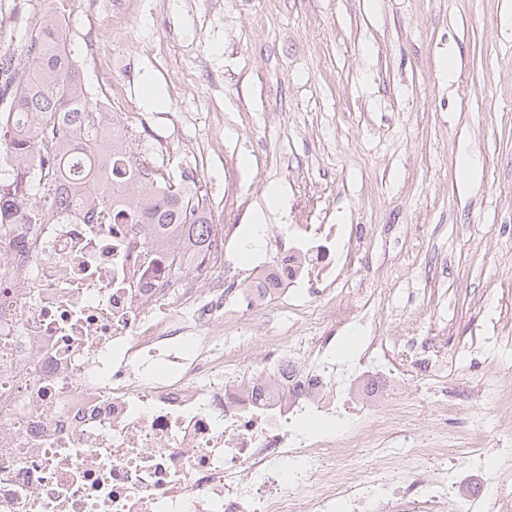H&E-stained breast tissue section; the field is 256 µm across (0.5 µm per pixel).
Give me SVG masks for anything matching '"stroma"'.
Wrapping results in <instances>:
<instances>
[{
    "instance_id": "stroma-1",
    "label": "stroma",
    "mask_w": 512,
    "mask_h": 512,
    "mask_svg": "<svg viewBox=\"0 0 512 512\" xmlns=\"http://www.w3.org/2000/svg\"><path fill=\"white\" fill-rule=\"evenodd\" d=\"M134 3L68 38L111 55L133 151L196 174L215 234L242 238L279 188L269 223L364 238L344 283L389 340L434 337L452 380L512 367V0Z\"/></svg>"
}]
</instances>
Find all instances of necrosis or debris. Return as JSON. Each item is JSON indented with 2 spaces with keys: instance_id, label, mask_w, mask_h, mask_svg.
Here are the masks:
<instances>
[{
  "instance_id": "1",
  "label": "necrosis or debris",
  "mask_w": 512,
  "mask_h": 512,
  "mask_svg": "<svg viewBox=\"0 0 512 512\" xmlns=\"http://www.w3.org/2000/svg\"><path fill=\"white\" fill-rule=\"evenodd\" d=\"M277 231L228 278L219 237L184 260L143 224L0 226V512H512V450L488 466L477 415L448 444L439 400L379 447L403 380L377 325L336 361L352 248Z\"/></svg>"
}]
</instances>
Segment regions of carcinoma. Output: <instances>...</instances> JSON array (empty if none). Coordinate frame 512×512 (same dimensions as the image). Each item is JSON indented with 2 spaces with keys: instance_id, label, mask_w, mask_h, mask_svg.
<instances>
[{
  "instance_id": "1",
  "label": "carcinoma",
  "mask_w": 512,
  "mask_h": 512,
  "mask_svg": "<svg viewBox=\"0 0 512 512\" xmlns=\"http://www.w3.org/2000/svg\"><path fill=\"white\" fill-rule=\"evenodd\" d=\"M65 30L50 13L41 16V32L23 43L0 35V50L31 69L27 78L14 71L0 84L7 100L0 120V225L44 224L53 213L86 201L108 224H151L176 232L191 249L214 234L206 199L167 190L161 175L145 179L144 163L132 158L127 137L104 136V112L83 85L80 68L65 52ZM43 153L34 169L28 158ZM42 183V195L33 192Z\"/></svg>"
}]
</instances>
